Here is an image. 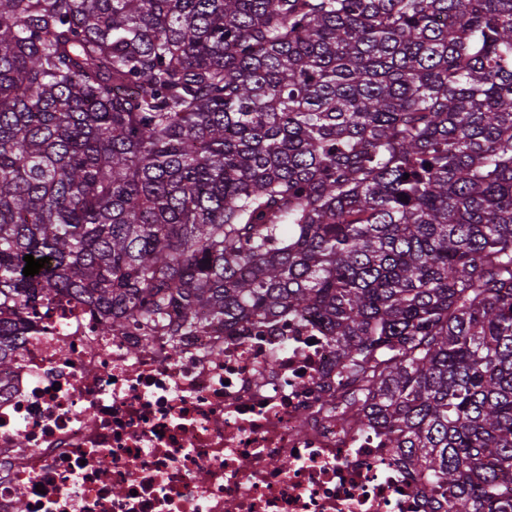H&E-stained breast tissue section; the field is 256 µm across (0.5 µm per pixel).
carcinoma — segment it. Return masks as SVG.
<instances>
[{"instance_id": "obj_1", "label": "carcinoma", "mask_w": 512, "mask_h": 512, "mask_svg": "<svg viewBox=\"0 0 512 512\" xmlns=\"http://www.w3.org/2000/svg\"><path fill=\"white\" fill-rule=\"evenodd\" d=\"M57 295L308 318L432 512H512V0H0L1 376Z\"/></svg>"}]
</instances>
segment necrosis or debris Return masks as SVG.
Here are the masks:
<instances>
[{"mask_svg":"<svg viewBox=\"0 0 512 512\" xmlns=\"http://www.w3.org/2000/svg\"><path fill=\"white\" fill-rule=\"evenodd\" d=\"M98 333L66 296L40 312L0 390V512H430L381 434L341 413L334 352L293 319ZM24 441L25 453L15 444Z\"/></svg>","mask_w":512,"mask_h":512,"instance_id":"1","label":"necrosis or debris"}]
</instances>
